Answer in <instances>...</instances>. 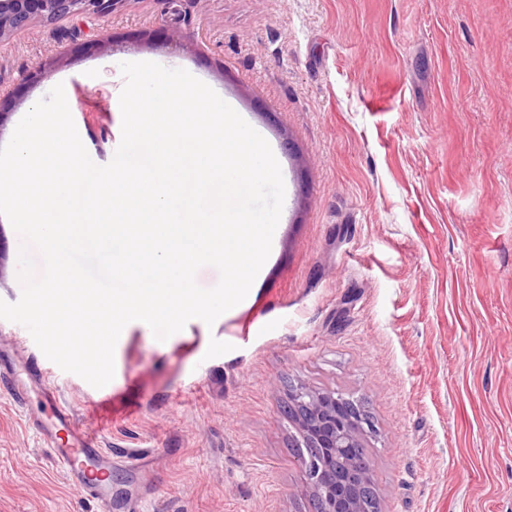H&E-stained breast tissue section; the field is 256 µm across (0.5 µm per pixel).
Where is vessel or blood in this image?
<instances>
[{
  "instance_id": "b4317fda",
  "label": "vessel or blood",
  "mask_w": 512,
  "mask_h": 512,
  "mask_svg": "<svg viewBox=\"0 0 512 512\" xmlns=\"http://www.w3.org/2000/svg\"><path fill=\"white\" fill-rule=\"evenodd\" d=\"M49 418L36 422L35 430L43 438H52L57 427L68 426L69 411L65 406L50 402ZM54 462L68 482L82 487L86 497L98 503H106L107 488L112 469V453L99 447L96 440H83L67 448L53 451Z\"/></svg>"
}]
</instances>
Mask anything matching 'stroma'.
Returning a JSON list of instances; mask_svg holds the SVG:
<instances>
[{
    "mask_svg": "<svg viewBox=\"0 0 512 512\" xmlns=\"http://www.w3.org/2000/svg\"><path fill=\"white\" fill-rule=\"evenodd\" d=\"M142 60L268 141L279 238L214 325L160 341L129 323L103 389L0 320V357L45 370L24 409L0 391V512H102L29 425L47 388L110 449L112 512H312L284 412L297 383L372 413L381 512H512V0H128L37 22L0 39V131L61 84L108 164L120 65ZM20 247L0 216L8 303Z\"/></svg>",
    "mask_w": 512,
    "mask_h": 512,
    "instance_id": "stroma-1",
    "label": "stroma"
}]
</instances>
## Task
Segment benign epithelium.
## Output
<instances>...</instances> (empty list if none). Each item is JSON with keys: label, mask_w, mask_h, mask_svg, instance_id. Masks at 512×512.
<instances>
[{"label": "benign epithelium", "mask_w": 512, "mask_h": 512, "mask_svg": "<svg viewBox=\"0 0 512 512\" xmlns=\"http://www.w3.org/2000/svg\"><path fill=\"white\" fill-rule=\"evenodd\" d=\"M127 0H0V39L35 22H53L76 13L106 15ZM334 390L306 385L289 390L288 420L297 432L296 447L325 448L327 454L302 455L300 465L317 504L316 512H374L370 465L364 437L374 431L372 417ZM339 456L340 472H327L326 455Z\"/></svg>", "instance_id": "7a95c632"}]
</instances>
